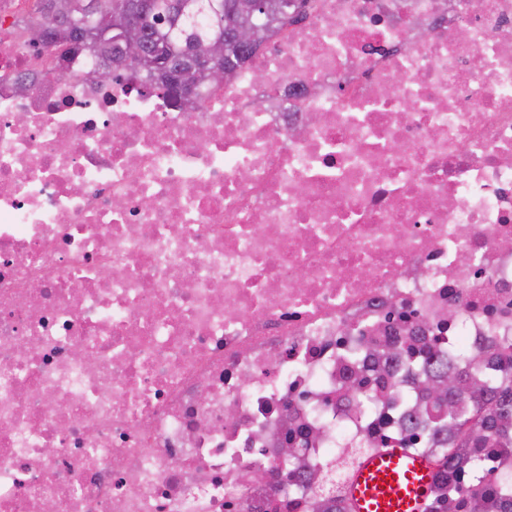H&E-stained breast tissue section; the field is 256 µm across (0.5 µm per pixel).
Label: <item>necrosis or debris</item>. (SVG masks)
I'll use <instances>...</instances> for the list:
<instances>
[{"instance_id": "1", "label": "necrosis or debris", "mask_w": 512, "mask_h": 512, "mask_svg": "<svg viewBox=\"0 0 512 512\" xmlns=\"http://www.w3.org/2000/svg\"><path fill=\"white\" fill-rule=\"evenodd\" d=\"M21 9L0 0V512H313L405 443L408 363L500 378L512 0H316L200 103L37 72Z\"/></svg>"}]
</instances>
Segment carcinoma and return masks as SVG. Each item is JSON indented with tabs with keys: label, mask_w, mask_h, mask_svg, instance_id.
<instances>
[{
	"label": "carcinoma",
	"mask_w": 512,
	"mask_h": 512,
	"mask_svg": "<svg viewBox=\"0 0 512 512\" xmlns=\"http://www.w3.org/2000/svg\"><path fill=\"white\" fill-rule=\"evenodd\" d=\"M67 0H35L25 20L14 25L25 38L30 52L39 57L47 45L70 44L77 60L72 69L86 65L96 72L108 71V81L151 87L157 94L169 96L174 87L157 85L161 67L178 70L189 56L206 54L218 39H227L224 24L212 0H195L179 17H173L174 0H152L151 10L142 14L140 36L143 59L128 66L112 64V39L109 18L124 0H97L95 21L82 22L83 15L72 9L71 19L56 18L57 5ZM315 0H296L293 10L282 15L268 12L267 23L284 27L306 19L307 8ZM264 42V31L258 33V44L244 50L227 44L221 65L229 70L250 61ZM499 391L490 390L491 380L480 368V357H474L469 369L457 370L451 364L439 365L420 381L421 400L425 405L407 417L410 440L417 441L415 430L436 428L447 431L448 445L433 459L436 479L426 502L425 512H512V472L498 482L496 488L486 486L484 452L493 448L502 454L512 453V375L498 381Z\"/></svg>",
	"instance_id": "cac0c4a2"
}]
</instances>
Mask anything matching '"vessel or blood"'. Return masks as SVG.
Returning a JSON list of instances; mask_svg holds the SVG:
<instances>
[{
	"instance_id": "1",
	"label": "vessel or blood",
	"mask_w": 512,
	"mask_h": 512,
	"mask_svg": "<svg viewBox=\"0 0 512 512\" xmlns=\"http://www.w3.org/2000/svg\"><path fill=\"white\" fill-rule=\"evenodd\" d=\"M435 469L402 447L365 457L353 470L346 496L352 512H423Z\"/></svg>"
}]
</instances>
